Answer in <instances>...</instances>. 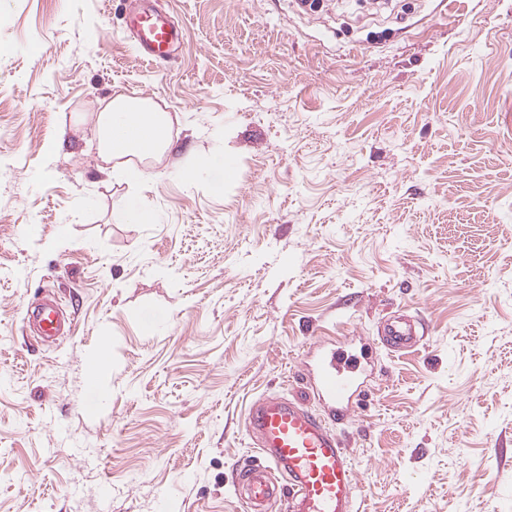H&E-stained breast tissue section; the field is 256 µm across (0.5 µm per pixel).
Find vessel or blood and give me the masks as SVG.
Masks as SVG:
<instances>
[{
  "label": "vessel or blood",
  "instance_id": "vessel-or-blood-1",
  "mask_svg": "<svg viewBox=\"0 0 512 512\" xmlns=\"http://www.w3.org/2000/svg\"><path fill=\"white\" fill-rule=\"evenodd\" d=\"M126 32L140 57L153 63L174 61L180 47V25L152 0H125ZM37 339L52 342L66 331L63 311L45 299L27 314ZM419 321L398 313L381 329L380 341L390 351L419 345ZM306 361L309 383L320 409L283 394H269L252 404L246 431L260 462L235 468L234 494L246 512H355L357 475L336 424L354 416L363 391L362 358L335 344L315 340Z\"/></svg>",
  "mask_w": 512,
  "mask_h": 512
}]
</instances>
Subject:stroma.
<instances>
[{"label":"stroma","instance_id":"1","mask_svg":"<svg viewBox=\"0 0 512 512\" xmlns=\"http://www.w3.org/2000/svg\"><path fill=\"white\" fill-rule=\"evenodd\" d=\"M163 6L173 64L122 0H0V512H244L246 413L307 397L319 337L372 345L337 427L359 512H512V0ZM118 88L173 120L143 187L86 119ZM138 196L156 223H112ZM126 33L138 54L153 63H169L177 58L180 25L152 0H124ZM27 324L42 342H53L66 331L63 311L51 298L43 300L27 313ZM423 324L405 313H397L383 325L380 333L381 343L392 352H401L419 345L423 336L418 335Z\"/></svg>","mask_w":512,"mask_h":512}]
</instances>
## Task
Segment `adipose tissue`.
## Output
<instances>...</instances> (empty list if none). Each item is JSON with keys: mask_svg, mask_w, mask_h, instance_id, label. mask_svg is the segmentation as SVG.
I'll return each mask as SVG.
<instances>
[{"mask_svg": "<svg viewBox=\"0 0 512 512\" xmlns=\"http://www.w3.org/2000/svg\"><path fill=\"white\" fill-rule=\"evenodd\" d=\"M94 119L101 160H122L121 170L127 181L141 183L150 177L147 169L131 164V157L159 160L173 148L171 118L151 101L116 91Z\"/></svg>", "mask_w": 512, "mask_h": 512, "instance_id": "obj_1", "label": "adipose tissue"}]
</instances>
